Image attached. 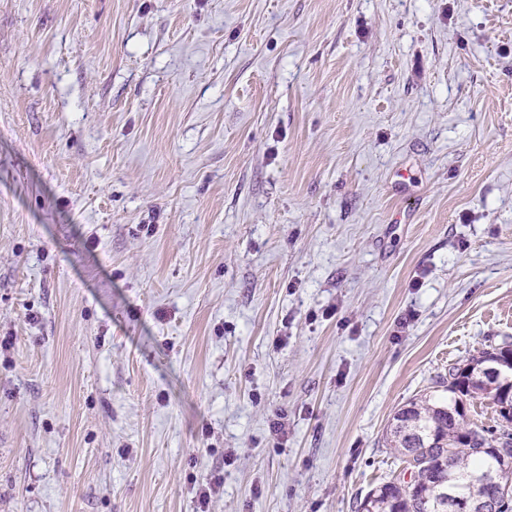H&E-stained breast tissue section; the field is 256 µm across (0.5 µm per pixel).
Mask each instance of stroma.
<instances>
[{
    "instance_id": "stroma-1",
    "label": "stroma",
    "mask_w": 512,
    "mask_h": 512,
    "mask_svg": "<svg viewBox=\"0 0 512 512\" xmlns=\"http://www.w3.org/2000/svg\"><path fill=\"white\" fill-rule=\"evenodd\" d=\"M497 336L512 0H0V512H354Z\"/></svg>"
}]
</instances>
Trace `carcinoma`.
Listing matches in <instances>:
<instances>
[{
  "label": "carcinoma",
  "instance_id": "carcinoma-1",
  "mask_svg": "<svg viewBox=\"0 0 512 512\" xmlns=\"http://www.w3.org/2000/svg\"><path fill=\"white\" fill-rule=\"evenodd\" d=\"M478 398L493 405L494 424L470 420L468 405ZM386 440L412 480L382 483L356 501V512H478L482 501L496 504V512H512L508 337L449 366L448 376L394 414Z\"/></svg>",
  "mask_w": 512,
  "mask_h": 512
}]
</instances>
